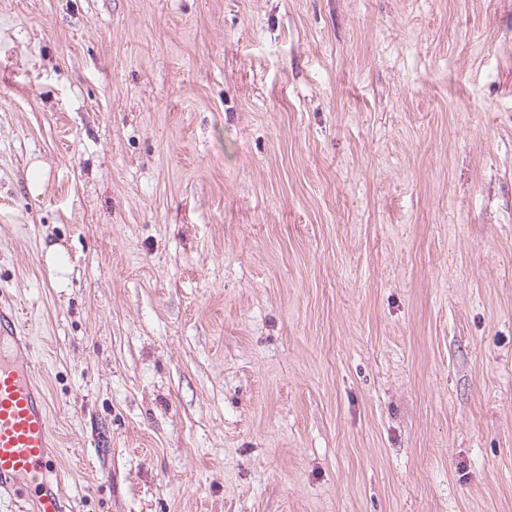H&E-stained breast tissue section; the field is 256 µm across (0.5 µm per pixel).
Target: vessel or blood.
<instances>
[{"label":"vessel or blood","mask_w":512,"mask_h":512,"mask_svg":"<svg viewBox=\"0 0 512 512\" xmlns=\"http://www.w3.org/2000/svg\"><path fill=\"white\" fill-rule=\"evenodd\" d=\"M17 308L0 306V494L21 512H69L57 468L49 400L35 373L32 344Z\"/></svg>","instance_id":"vessel-or-blood-1"}]
</instances>
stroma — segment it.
I'll return each instance as SVG.
<instances>
[{
	"mask_svg": "<svg viewBox=\"0 0 512 512\" xmlns=\"http://www.w3.org/2000/svg\"><path fill=\"white\" fill-rule=\"evenodd\" d=\"M0 295L74 512H512V0H0Z\"/></svg>",
	"mask_w": 512,
	"mask_h": 512,
	"instance_id": "1",
	"label": "stroma"
}]
</instances>
